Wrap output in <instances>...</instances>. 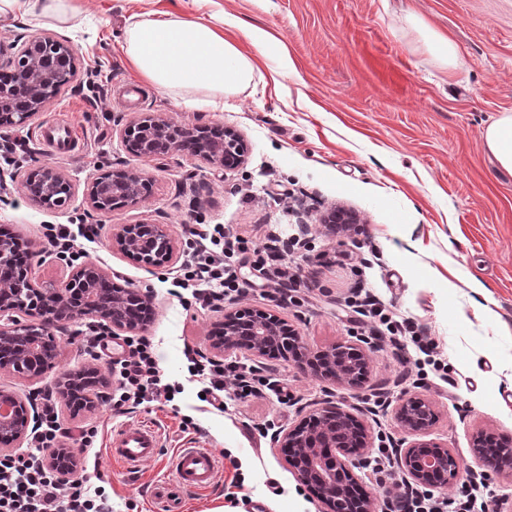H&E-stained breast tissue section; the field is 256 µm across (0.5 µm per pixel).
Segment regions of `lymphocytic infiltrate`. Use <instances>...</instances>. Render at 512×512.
Instances as JSON below:
<instances>
[{
	"label": "lymphocytic infiltrate",
	"instance_id": "1",
	"mask_svg": "<svg viewBox=\"0 0 512 512\" xmlns=\"http://www.w3.org/2000/svg\"><path fill=\"white\" fill-rule=\"evenodd\" d=\"M100 227L84 225L82 233L72 234L69 225L48 224L43 237L50 251L70 261L85 257L86 244L94 242ZM250 250L248 239L225 233L223 225L194 232L186 243L180 262L179 288L191 290L201 306L217 308L225 296L238 291V274L245 254ZM366 317L386 331L388 336L410 337L425 355H433L434 340L422 336L417 325L409 320H397L377 302H370ZM189 371L204 385L205 400L215 410L224 408V392L232 390L246 400L273 392L279 403H287L288 390L274 386L260 375L257 367L237 360L214 361L191 349L186 353ZM117 381V396L106 402L115 413L125 406H141L172 401L175 388L167 383L158 363L154 343L146 336H126L119 355L112 359ZM69 431L62 427L52 404H45L43 414L31 429V452L23 456L0 457V512H112L103 487L93 485L88 469L71 472L62 477L59 470L47 463L44 449L56 447ZM487 502L478 487H460L454 497L430 494L412 499L407 512H486Z\"/></svg>",
	"mask_w": 512,
	"mask_h": 512
}]
</instances>
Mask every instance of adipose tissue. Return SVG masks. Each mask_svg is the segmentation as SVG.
Here are the masks:
<instances>
[{
	"label": "adipose tissue",
	"instance_id": "1",
	"mask_svg": "<svg viewBox=\"0 0 512 512\" xmlns=\"http://www.w3.org/2000/svg\"><path fill=\"white\" fill-rule=\"evenodd\" d=\"M184 0H169L167 8L132 14L123 30L121 48L139 77L150 86L181 96L194 107V92L206 91L212 110L224 108V99L248 85L259 73L258 52L269 35L253 30L249 39L255 54L242 52L231 37L242 30L238 18L225 16L221 26L180 13ZM78 0H0V23L28 19H51L68 23L78 11ZM406 18L433 53L442 69L459 66L456 44L433 28L421 15ZM485 148L500 169L512 174V111L500 113L485 128Z\"/></svg>",
	"mask_w": 512,
	"mask_h": 512
}]
</instances>
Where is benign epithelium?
I'll return each instance as SVG.
<instances>
[{
    "instance_id": "obj_1",
    "label": "benign epithelium",
    "mask_w": 512,
    "mask_h": 512,
    "mask_svg": "<svg viewBox=\"0 0 512 512\" xmlns=\"http://www.w3.org/2000/svg\"><path fill=\"white\" fill-rule=\"evenodd\" d=\"M75 59V50L51 35L18 42L0 43V126H22L56 96L74 71L61 75L63 60ZM136 127L145 129L144 137L154 148V155L174 153L198 156L210 164L226 169L238 167L244 161V145L231 128H224L223 139L213 137L215 129L207 125L180 126L161 115L141 116L123 129V139ZM33 172L41 177L39 186H31L29 196L41 205L61 207L72 195V188L58 169L42 164ZM151 193V184L136 171H107L95 178L87 189L88 202L95 211L109 210L107 195L120 205H135ZM155 236L140 238L137 225L120 224L112 233V240L127 254L142 253L149 246L159 247L157 258L144 260L148 266L158 267L172 259L174 242L164 225L156 224ZM92 273L100 279L109 274L92 263H84L73 270L68 286L64 288H36L28 277L15 278L6 270L0 271L5 286L0 288V351L10 353L0 362L24 379L38 378L55 366V358L43 353L47 340L53 338L50 329L60 332L67 325L84 318L116 336L118 332L133 330L137 323L128 320L127 313L138 302L147 311L151 295L140 289L127 288L112 298L101 297L98 285L87 276ZM239 336H254L256 342L250 351L258 356H271L282 347H288L298 366L317 376L332 378L339 383L356 385L360 373L366 370L367 359L359 350L338 344L330 350L312 353L300 345L298 332L286 324H276V316L258 308H241L224 313L216 340L218 353L238 348ZM0 405L9 412L0 415V443L10 444L24 438L30 426V414L24 401L16 394L0 391ZM396 418L403 428L415 435L427 433L434 422L431 406L421 399L402 403ZM317 426L303 424L274 435L284 449L289 463L296 469L299 480L314 491L324 504L325 512H395L396 505L388 501L379 505L377 499L355 492L353 467L369 447L364 424L349 411L327 406L312 415ZM495 440L491 433L480 434L472 444V454L481 468V474L512 472V451L505 457H491L481 451L482 443ZM400 464L409 477L410 488H438L448 484V476L457 472L458 462L448 449L420 440L402 450L396 449ZM50 463L67 472L74 469V461L65 448L47 452Z\"/></svg>"
}]
</instances>
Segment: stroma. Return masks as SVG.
Returning <instances> with one entry per match:
<instances>
[{
  "label": "stroma",
  "mask_w": 512,
  "mask_h": 512,
  "mask_svg": "<svg viewBox=\"0 0 512 512\" xmlns=\"http://www.w3.org/2000/svg\"><path fill=\"white\" fill-rule=\"evenodd\" d=\"M165 0H81L83 16L61 26L51 20L14 23L0 41L51 34L76 51L75 75L25 126L0 129V139L22 140L0 159V228L32 253L34 285L59 286L72 267L50 252L45 224H96L88 250L122 287L150 291L154 314L140 327L153 337L168 382L177 392L165 406L117 416L105 406L73 412L57 399L66 428L95 430L92 447L61 439L78 465L107 480L112 512H323L321 501L299 481L272 434L297 425L333 403L361 415L378 448L414 437L395 412L406 399L429 400L437 418L427 440L448 448L459 462L440 495L469 483L473 436L482 430L512 438V175L498 171L482 137L499 112L512 111V0H184L185 16L210 20L233 15L272 35L266 64L282 70L279 87L268 76L224 100L223 111L191 109L180 99L141 83L120 48L131 13L165 8ZM422 15L453 39L461 65L438 68L405 20ZM186 124L229 126L243 137L244 165L227 170L189 154L139 157L122 138L124 125L143 113ZM71 122L79 152L53 155L38 136L46 124ZM50 164L73 186L68 205L32 202L22 179L32 166ZM142 173L151 195L109 213L91 212L86 190L101 167ZM341 206L361 219V231L336 232L321 222ZM166 225L176 255L167 267L136 262L112 244L117 225ZM308 234H300V224ZM224 224L249 238L268 266H287L302 281L299 302L284 286L245 290L213 311L170 293L189 229ZM379 299L396 317L419 324L438 344L454 380L440 389L437 373L423 365L410 373L416 348L387 338L362 341L349 305L362 294ZM265 308L297 329L307 348L365 343L364 383L349 387L302 371L284 357H258L239 348L226 359L260 368L288 385L291 401L273 394L243 402L224 397L223 411L200 398L202 385L188 372L186 347L212 355L210 331L225 311ZM88 320L56 335L57 363L44 377L26 380L0 371V390L42 400L48 387L91 360ZM189 428H181V421ZM140 423L157 429L162 446L137 472L109 453L114 428ZM193 444L218 455L216 484L201 492L174 488L178 448ZM377 500L399 502L409 493L399 465L372 475L356 470ZM242 495L226 496L232 477Z\"/></svg>",
  "instance_id": "obj_1"
}]
</instances>
